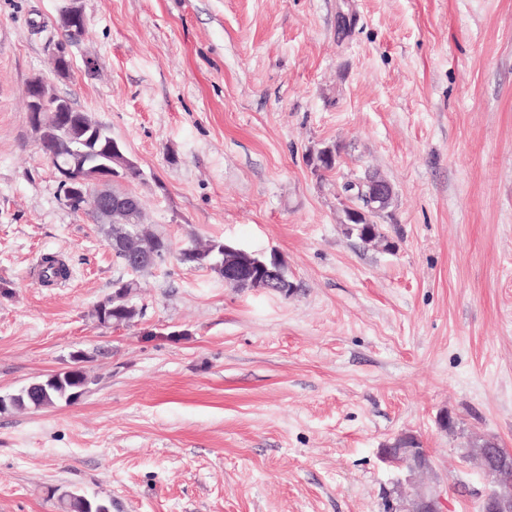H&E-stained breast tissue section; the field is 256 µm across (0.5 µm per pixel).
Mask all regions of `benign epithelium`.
Listing matches in <instances>:
<instances>
[{"mask_svg":"<svg viewBox=\"0 0 512 512\" xmlns=\"http://www.w3.org/2000/svg\"><path fill=\"white\" fill-rule=\"evenodd\" d=\"M58 21L61 27L72 32L85 29L87 21L80 0H64L58 12ZM26 96L30 124L39 133L50 118L62 122L67 113L74 111L70 102L65 99L49 101L47 84L41 78L29 81ZM38 146L60 175L59 188L62 195L91 199L95 211L100 215H110L112 210H123L131 204L127 198L112 195V189L107 187L113 176L134 165L117 143H112L110 152L101 154L97 150H88L81 157L64 161L60 160L59 150L47 147L44 140H38ZM354 187L358 188V194L365 200L363 207L354 204L350 206V210L354 211L352 219L357 221L359 214L380 202L386 193V187L384 183L373 180L365 184L356 183ZM184 259L207 267L226 284H238L252 279L263 290L280 295L286 293L288 278L276 257L271 259L270 264H263L256 271L233 259L212 263L190 250L186 252ZM381 454L385 461L407 472L405 479L397 480L392 489L384 492L385 512H442L440 492L432 487L420 489L414 483L416 475L431 468L428 449L415 444L394 451L383 449ZM482 469L492 478L493 486L482 498L481 512H512V477L509 476L512 467L504 463L490 462L482 465Z\"/></svg>","mask_w":512,"mask_h":512,"instance_id":"obj_1","label":"benign epithelium"}]
</instances>
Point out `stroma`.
I'll list each match as a JSON object with an SVG mask.
<instances>
[{"instance_id":"obj_1","label":"stroma","mask_w":512,"mask_h":512,"mask_svg":"<svg viewBox=\"0 0 512 512\" xmlns=\"http://www.w3.org/2000/svg\"><path fill=\"white\" fill-rule=\"evenodd\" d=\"M62 4L0 0V395L78 350L95 382L0 411V512L71 490L118 512H382L401 434L443 512H480L491 480L438 417L512 450V0H81L60 77ZM35 77L123 144L141 176L115 185L171 244L132 325L91 316L127 271L59 199ZM372 173L387 250L343 225L344 183ZM212 238L278 252L292 294L176 262ZM46 253L68 281L39 284Z\"/></svg>"}]
</instances>
